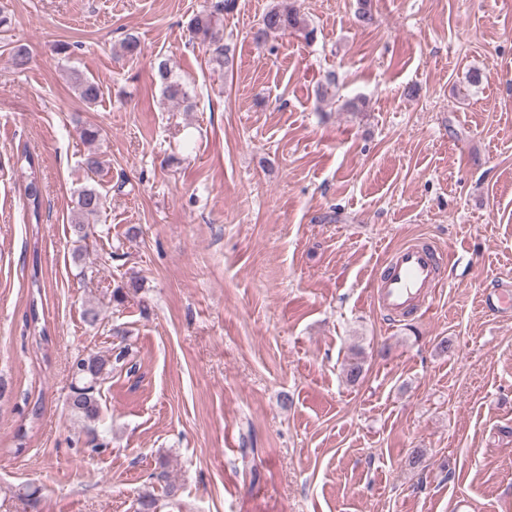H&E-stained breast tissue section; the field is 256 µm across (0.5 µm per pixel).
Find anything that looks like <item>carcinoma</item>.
I'll return each instance as SVG.
<instances>
[{
  "label": "carcinoma",
  "instance_id": "1",
  "mask_svg": "<svg viewBox=\"0 0 512 512\" xmlns=\"http://www.w3.org/2000/svg\"><path fill=\"white\" fill-rule=\"evenodd\" d=\"M236 7V0H216L210 8L194 14L188 21L187 29L190 38L198 40L206 46L210 61L226 72L233 70L234 56L230 55L229 47L224 45V38L219 36L218 30L221 17L232 12ZM301 32L305 39L314 38V29L306 17L301 14L288 0H279L263 14L261 23L253 33V40L262 44L272 35H286ZM156 78L160 84L164 99L185 103L188 93L181 82L174 79L168 63H158ZM76 88L80 98L88 105H94L103 95L100 82L81 76L77 78ZM316 99L325 101L336 96V78L328 75L324 81L317 85ZM20 169L28 170L25 176L24 199L26 207L33 216L39 215L42 205L43 189L39 179L34 155L27 149L22 150L17 157ZM104 206V197L93 186H83L75 193L72 224L75 231L81 233L86 225L95 219ZM127 349L121 348L114 358L97 354L78 356L70 366L71 386L67 398L69 412L86 423H95L100 420L103 412L100 395V381L112 373V363L125 362ZM345 376L348 381L356 382L364 372V361L360 353L355 352L344 365Z\"/></svg>",
  "mask_w": 512,
  "mask_h": 512
}]
</instances>
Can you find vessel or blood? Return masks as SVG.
<instances>
[{"label": "vessel or blood", "instance_id": "1", "mask_svg": "<svg viewBox=\"0 0 512 512\" xmlns=\"http://www.w3.org/2000/svg\"><path fill=\"white\" fill-rule=\"evenodd\" d=\"M446 261V251L424 241L397 247L387 258L386 274L373 284L374 303L395 315L429 309L446 284L441 275ZM485 305L494 316L511 317L512 285L493 287L485 295Z\"/></svg>", "mask_w": 512, "mask_h": 512}]
</instances>
